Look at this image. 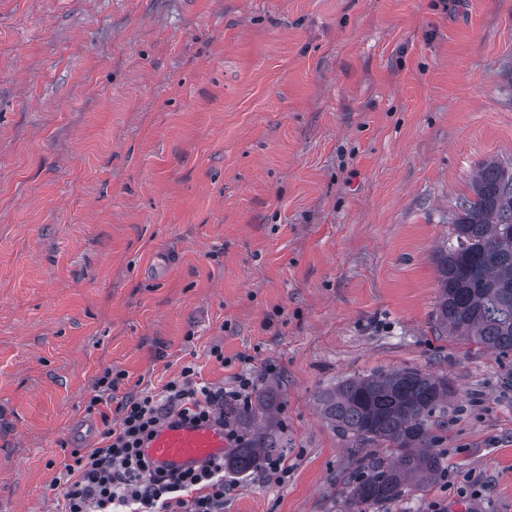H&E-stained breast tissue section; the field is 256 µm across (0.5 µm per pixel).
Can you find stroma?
Returning <instances> with one entry per match:
<instances>
[{"label":"stroma","instance_id":"1","mask_svg":"<svg viewBox=\"0 0 512 512\" xmlns=\"http://www.w3.org/2000/svg\"><path fill=\"white\" fill-rule=\"evenodd\" d=\"M491 161L512 0H0V512H62L72 452L188 363L277 395L287 471L219 512H344L318 394L397 368L448 380V472L377 512H512V356L435 320Z\"/></svg>","mask_w":512,"mask_h":512}]
</instances>
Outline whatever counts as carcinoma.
I'll return each instance as SVG.
<instances>
[{
  "label": "carcinoma",
  "mask_w": 512,
  "mask_h": 512,
  "mask_svg": "<svg viewBox=\"0 0 512 512\" xmlns=\"http://www.w3.org/2000/svg\"><path fill=\"white\" fill-rule=\"evenodd\" d=\"M473 198L460 202L448 246L437 251V319L499 355L512 354V170L494 161L480 169ZM448 379L411 368L347 378L319 395L324 417L355 445L378 447L357 460L347 512H370L424 488L444 469L433 427L448 410ZM247 438L224 457L246 472L278 452L273 392L250 406L224 409Z\"/></svg>",
  "instance_id": "cac0c4a2"
}]
</instances>
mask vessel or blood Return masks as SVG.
I'll return each instance as SVG.
<instances>
[{
	"instance_id": "b4317fda",
	"label": "vessel or blood",
	"mask_w": 512,
	"mask_h": 512,
	"mask_svg": "<svg viewBox=\"0 0 512 512\" xmlns=\"http://www.w3.org/2000/svg\"><path fill=\"white\" fill-rule=\"evenodd\" d=\"M224 429L214 421L166 423L150 440L145 453L156 465L185 469L223 457Z\"/></svg>"
}]
</instances>
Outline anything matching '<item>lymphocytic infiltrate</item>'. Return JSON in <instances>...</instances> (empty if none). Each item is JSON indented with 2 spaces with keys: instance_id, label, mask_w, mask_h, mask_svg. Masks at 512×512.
<instances>
[{
  "instance_id": "obj_1",
  "label": "lymphocytic infiltrate",
  "mask_w": 512,
  "mask_h": 512,
  "mask_svg": "<svg viewBox=\"0 0 512 512\" xmlns=\"http://www.w3.org/2000/svg\"><path fill=\"white\" fill-rule=\"evenodd\" d=\"M252 385L242 375L229 391L200 386L194 367L187 364L160 392L146 390L128 398L118 428L105 432L103 445L76 456L56 476L64 512H216L227 491L223 460L167 472L154 467L144 450L164 423L222 417L228 400L249 403Z\"/></svg>"
}]
</instances>
